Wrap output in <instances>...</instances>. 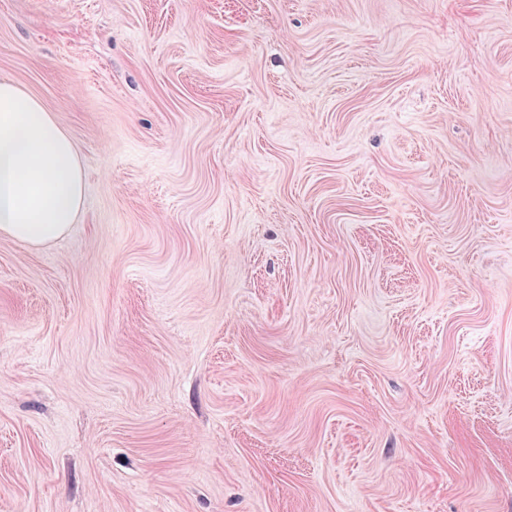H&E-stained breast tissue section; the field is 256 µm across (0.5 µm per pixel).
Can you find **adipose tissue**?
I'll list each match as a JSON object with an SVG mask.
<instances>
[{
    "label": "adipose tissue",
    "instance_id": "obj_1",
    "mask_svg": "<svg viewBox=\"0 0 512 512\" xmlns=\"http://www.w3.org/2000/svg\"><path fill=\"white\" fill-rule=\"evenodd\" d=\"M72 140L52 113L0 81V236L40 247L67 234L84 200Z\"/></svg>",
    "mask_w": 512,
    "mask_h": 512
}]
</instances>
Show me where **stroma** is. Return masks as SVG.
I'll return each mask as SVG.
<instances>
[{
  "mask_svg": "<svg viewBox=\"0 0 512 512\" xmlns=\"http://www.w3.org/2000/svg\"><path fill=\"white\" fill-rule=\"evenodd\" d=\"M84 206L0 237V512H512V0H0Z\"/></svg>",
  "mask_w": 512,
  "mask_h": 512,
  "instance_id": "obj_1",
  "label": "stroma"
}]
</instances>
